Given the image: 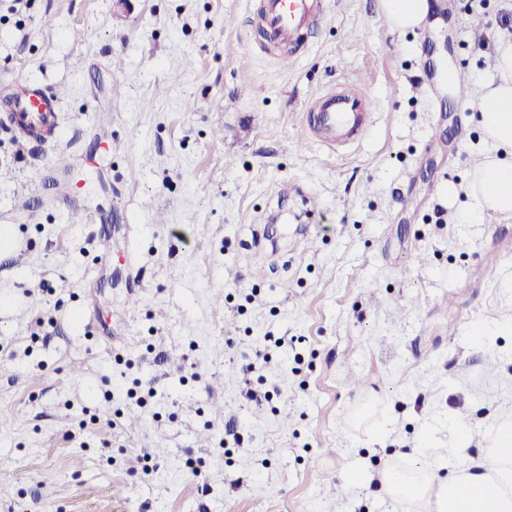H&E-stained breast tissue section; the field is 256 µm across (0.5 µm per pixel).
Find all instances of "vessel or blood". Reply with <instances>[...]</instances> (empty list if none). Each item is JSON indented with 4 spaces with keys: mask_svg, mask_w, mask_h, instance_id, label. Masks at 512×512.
I'll return each instance as SVG.
<instances>
[{
    "mask_svg": "<svg viewBox=\"0 0 512 512\" xmlns=\"http://www.w3.org/2000/svg\"><path fill=\"white\" fill-rule=\"evenodd\" d=\"M320 17V0H262L257 24L276 43L292 46L301 32L313 28ZM15 97L0 124L14 133L44 143L59 137L56 97L42 85L22 77L10 79ZM369 85L364 81H345L321 92L311 106L308 135L328 147L354 142L368 127Z\"/></svg>",
    "mask_w": 512,
    "mask_h": 512,
    "instance_id": "1",
    "label": "vessel or blood"
}]
</instances>
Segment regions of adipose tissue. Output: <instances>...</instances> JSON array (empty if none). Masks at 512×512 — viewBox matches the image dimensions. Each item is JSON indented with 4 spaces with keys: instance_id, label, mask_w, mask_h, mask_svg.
Wrapping results in <instances>:
<instances>
[{
    "instance_id": "adipose-tissue-1",
    "label": "adipose tissue",
    "mask_w": 512,
    "mask_h": 512,
    "mask_svg": "<svg viewBox=\"0 0 512 512\" xmlns=\"http://www.w3.org/2000/svg\"><path fill=\"white\" fill-rule=\"evenodd\" d=\"M496 75L483 82L474 96L475 117L486 140L495 149L478 162L471 174L468 192L475 204L460 210L461 224L483 223L488 214L512 216V35L496 44ZM495 469L484 462L455 469L439 483L436 496H429L432 468L426 456H418L410 470L390 468L381 480L387 494L422 505L432 503L433 512H512V426L500 427L489 441ZM495 494H487V487Z\"/></svg>"
}]
</instances>
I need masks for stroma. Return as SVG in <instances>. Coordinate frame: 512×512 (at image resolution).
<instances>
[{"instance_id":"35a3bbf8","label":"stroma","mask_w":512,"mask_h":512,"mask_svg":"<svg viewBox=\"0 0 512 512\" xmlns=\"http://www.w3.org/2000/svg\"><path fill=\"white\" fill-rule=\"evenodd\" d=\"M260 3L0 0V78L62 123L0 125V512H413L384 470L424 447L445 475L512 425V218L457 224L444 196L490 150L445 75H492L512 0L406 32L321 0L286 64ZM358 75L368 133L308 139ZM15 97L2 124L14 133L43 143H55L59 137V113L56 97L40 84L22 77L9 80Z\"/></svg>"}]
</instances>
